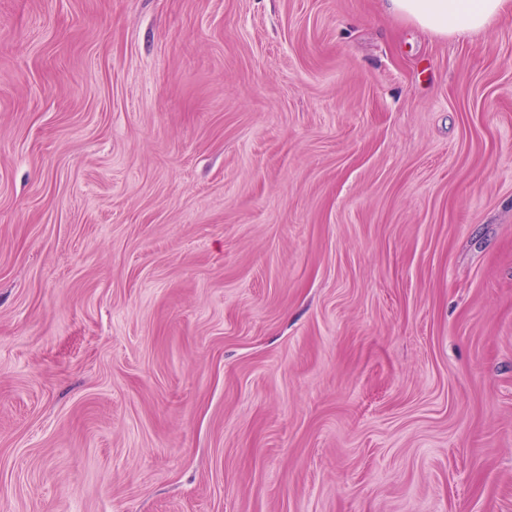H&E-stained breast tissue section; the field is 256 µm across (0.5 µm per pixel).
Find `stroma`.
<instances>
[{"label":"stroma","instance_id":"35a3bbf8","mask_svg":"<svg viewBox=\"0 0 512 512\" xmlns=\"http://www.w3.org/2000/svg\"><path fill=\"white\" fill-rule=\"evenodd\" d=\"M0 512H512V15L0 0ZM386 10L435 36L463 40L512 10L510 0H385Z\"/></svg>","mask_w":512,"mask_h":512}]
</instances>
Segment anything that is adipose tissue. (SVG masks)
<instances>
[{"instance_id": "adipose-tissue-1", "label": "adipose tissue", "mask_w": 512, "mask_h": 512, "mask_svg": "<svg viewBox=\"0 0 512 512\" xmlns=\"http://www.w3.org/2000/svg\"><path fill=\"white\" fill-rule=\"evenodd\" d=\"M387 11L440 37L463 40L512 12V0H385Z\"/></svg>"}]
</instances>
